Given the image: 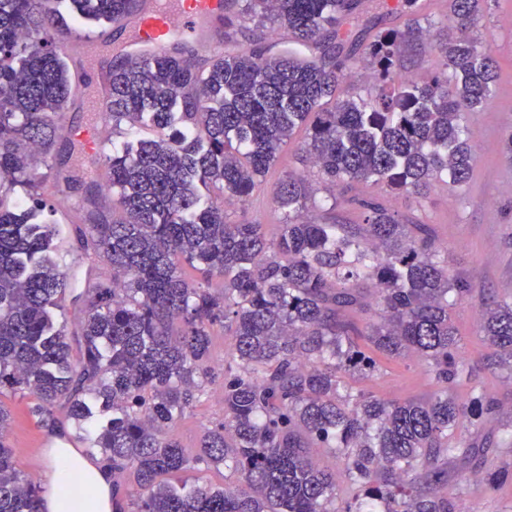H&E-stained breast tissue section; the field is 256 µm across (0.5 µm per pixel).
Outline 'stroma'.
I'll return each mask as SVG.
<instances>
[{"label": "stroma", "mask_w": 512, "mask_h": 512, "mask_svg": "<svg viewBox=\"0 0 512 512\" xmlns=\"http://www.w3.org/2000/svg\"><path fill=\"white\" fill-rule=\"evenodd\" d=\"M362 3L359 18L349 24L352 40L365 42L381 30L404 27V19L388 13L381 0ZM48 7L58 28L57 50L69 64L75 94L60 118L52 156L38 167L35 187L15 188L11 203L21 211L39 208L42 220L57 225L58 260L75 281L88 278L108 286L112 283L111 268L103 260L85 259L80 248L86 225L72 221L66 209L55 208L51 188L58 175L64 173L68 176L64 184L67 196L73 200L83 196L85 175L66 157L72 145L91 132L95 121L87 110L85 94L96 75L68 53L71 35L77 32L120 50L130 40L135 21L130 18L118 26L94 27L73 15L67 0H49ZM477 27L493 51L498 78L489 105L468 118L470 142L477 157L469 184L460 189L439 181L427 195L420 196L396 195L382 185L356 183L345 190L336 189L335 194L340 198L348 194L378 200L403 218L427 225L437 245L447 251L454 271L467 281L471 292L455 306L454 318L462 338L464 359L475 373L463 386L455 388L453 395L462 401L474 394L483 396L495 402L496 411L457 430V437L478 447L479 453L461 467L448 491L462 512H512V373L491 364V351L483 340L480 321L485 301L512 302V166L505 164L499 153L500 141L512 133V0H497L492 13L479 17ZM255 47L267 49L272 55L293 48L306 57L318 53L317 47L297 45L287 32L273 24L241 14L229 31L224 50L234 53ZM303 137V131L295 132L249 202L225 197L224 213L229 222L263 224L269 233H277L286 215L272 202V189L285 172L292 171L304 174L317 189V205L309 210L313 220L358 223L357 211L352 206L343 204L333 212L324 209L327 194L321 189L322 176L302 161ZM359 386L371 395L397 400L424 399L435 390L432 377L412 355L381 359L379 370L361 380ZM221 392L220 385H212L209 393L173 427L174 436L188 451H196L203 432L223 421ZM0 401L11 411L9 441L16 461L19 467H26V450L41 431L37 417L30 412L33 400L18 393L6 395ZM497 473L503 474V481L489 485V477Z\"/></svg>", "instance_id": "35a3bbf8"}]
</instances>
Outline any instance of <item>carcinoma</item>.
Returning a JSON list of instances; mask_svg holds the SVG:
<instances>
[{
  "label": "carcinoma",
  "instance_id": "obj_1",
  "mask_svg": "<svg viewBox=\"0 0 512 512\" xmlns=\"http://www.w3.org/2000/svg\"><path fill=\"white\" fill-rule=\"evenodd\" d=\"M488 2L448 0L452 26L434 45L435 75L426 82L396 69L402 47L435 26L420 22V0L385 3L407 18L405 29L344 55L244 49L201 63L192 54L159 53L144 63L112 56V125L146 121L163 135L113 148L105 186L88 185L73 204L88 224L86 255L112 267V287L88 281L81 293L84 351L75 361L59 321L70 282L55 257L58 229L3 200L36 184L34 162L51 155L74 87L41 0H0V398L32 396L31 412L50 430L63 412L82 448L56 449L58 461L83 471L65 491L88 486L100 458L112 512H336V473L321 468L312 449L337 448L355 490L343 512H458L448 496L451 466L476 449L455 432L493 405L448 394L469 371L453 305L470 288L426 225L355 197L359 224L307 220L314 190L289 172L272 194L288 220L270 237L262 224L226 223L224 207L204 200L199 186L248 202L303 124L305 160L332 189L373 182L423 194L444 177L466 186L475 163L467 116L493 98L497 78L488 43L473 34ZM71 3L85 20L119 25L141 0ZM243 5L317 45L326 33L347 40L341 20L357 14L360 0ZM363 62L375 83L352 94L347 73ZM105 189L122 210L118 219L99 207ZM184 262L224 288L189 281ZM355 314L369 315L361 331L348 322ZM216 324L233 344L224 421L190 454L171 428L215 382ZM481 330L497 365L512 372V303L484 308ZM406 354L440 385L429 398H378L352 385L377 370V356ZM8 431L0 403V512H42L41 487L17 468ZM217 465L239 484L166 479Z\"/></svg>",
  "mask_w": 512,
  "mask_h": 512
}]
</instances>
